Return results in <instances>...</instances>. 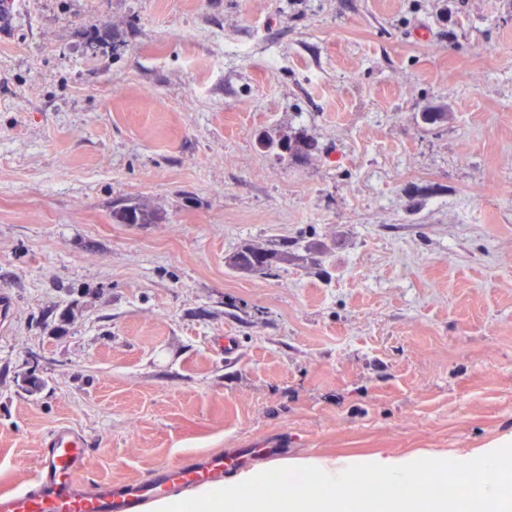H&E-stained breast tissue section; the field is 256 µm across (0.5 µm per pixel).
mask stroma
<instances>
[{"instance_id": "obj_1", "label": "stroma", "mask_w": 512, "mask_h": 512, "mask_svg": "<svg viewBox=\"0 0 512 512\" xmlns=\"http://www.w3.org/2000/svg\"><path fill=\"white\" fill-rule=\"evenodd\" d=\"M8 13L0 486L61 425L90 485L311 455L348 498L370 456L490 445L512 479V0ZM249 245L284 258L237 274ZM112 219L118 224H157L160 214L140 203L119 204L112 210Z\"/></svg>"}]
</instances>
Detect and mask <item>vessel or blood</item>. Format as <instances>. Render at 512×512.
Masks as SVG:
<instances>
[{
    "label": "vessel or blood",
    "instance_id": "vessel-or-blood-1",
    "mask_svg": "<svg viewBox=\"0 0 512 512\" xmlns=\"http://www.w3.org/2000/svg\"><path fill=\"white\" fill-rule=\"evenodd\" d=\"M88 439L64 425L46 441L33 479V490L0 491V512H143L144 506L165 494L168 485H203L224 475L223 456L205 457L195 468L165 467L150 480H132L121 492L104 483L92 493L84 492L78 477L88 465Z\"/></svg>",
    "mask_w": 512,
    "mask_h": 512
}]
</instances>
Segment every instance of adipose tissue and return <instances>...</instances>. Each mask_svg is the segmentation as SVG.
<instances>
[{"label": "adipose tissue", "mask_w": 512, "mask_h": 512, "mask_svg": "<svg viewBox=\"0 0 512 512\" xmlns=\"http://www.w3.org/2000/svg\"><path fill=\"white\" fill-rule=\"evenodd\" d=\"M419 458L378 457L373 479L398 487L415 479ZM349 479L345 460L283 457L231 471L223 482L205 484L152 502L147 512H341L338 488ZM445 498L401 497L366 501L362 512H453Z\"/></svg>", "instance_id": "adipose-tissue-1"}]
</instances>
